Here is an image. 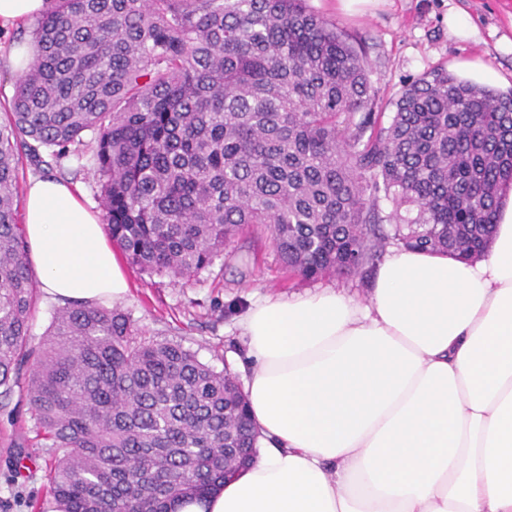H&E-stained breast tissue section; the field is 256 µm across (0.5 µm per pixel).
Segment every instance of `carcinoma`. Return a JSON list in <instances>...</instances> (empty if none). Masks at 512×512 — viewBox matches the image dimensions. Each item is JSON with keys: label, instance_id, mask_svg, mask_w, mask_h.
I'll use <instances>...</instances> for the list:
<instances>
[{"label": "carcinoma", "instance_id": "cac0c4a2", "mask_svg": "<svg viewBox=\"0 0 512 512\" xmlns=\"http://www.w3.org/2000/svg\"><path fill=\"white\" fill-rule=\"evenodd\" d=\"M49 2L0 123V409L26 402L58 512H174L235 475L224 451L254 454L246 397L101 303L68 304L32 345L20 152L59 167L93 134L107 233L149 275L191 276L262 224L305 280L367 276L387 243L484 254L512 94L438 69L385 125L367 58L304 0Z\"/></svg>", "mask_w": 512, "mask_h": 512}]
</instances>
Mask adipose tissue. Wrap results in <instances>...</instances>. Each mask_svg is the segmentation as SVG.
<instances>
[{"label": "adipose tissue", "instance_id": "1", "mask_svg": "<svg viewBox=\"0 0 512 512\" xmlns=\"http://www.w3.org/2000/svg\"><path fill=\"white\" fill-rule=\"evenodd\" d=\"M23 222L52 299L124 298L105 226L71 185L31 180ZM240 325L257 458L175 512H512V188L480 260L401 249L368 302L268 295Z\"/></svg>", "mask_w": 512, "mask_h": 512}]
</instances>
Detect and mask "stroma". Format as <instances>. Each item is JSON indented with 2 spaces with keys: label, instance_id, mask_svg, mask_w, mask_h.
Masks as SVG:
<instances>
[{
  "label": "stroma",
  "instance_id": "obj_1",
  "mask_svg": "<svg viewBox=\"0 0 512 512\" xmlns=\"http://www.w3.org/2000/svg\"><path fill=\"white\" fill-rule=\"evenodd\" d=\"M308 6L351 34L365 53L372 79L383 101L396 99L403 85L437 68H452L461 59H481L506 78L512 92V53L499 38L512 32V0H388L375 13L349 18L336 13L333 0H307ZM464 11L479 25L480 41L463 42L443 22L448 8ZM31 22L0 25V123L9 119V101L16 74L3 63L12 46L31 35ZM54 177L71 182L85 204L103 212L98 178L90 158L69 159ZM129 291L120 304L148 338L181 339L198 359L215 369L240 372L248 362L238 326L255 296H289L334 288L368 301L370 281L361 276H326L302 280L288 271L270 243L264 226L251 227L215 258L212 266L192 277L157 276L125 265ZM28 416L0 411V512H51L54 500L45 472V451L29 430ZM29 454L21 476L7 463L10 445Z\"/></svg>",
  "mask_w": 512,
  "mask_h": 512
}]
</instances>
